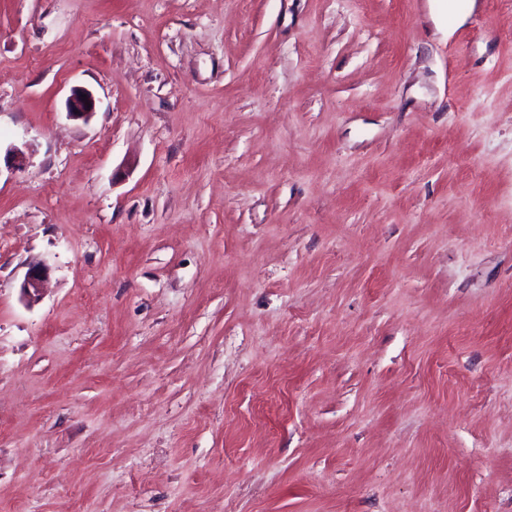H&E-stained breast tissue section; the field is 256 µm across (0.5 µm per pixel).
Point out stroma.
Instances as JSON below:
<instances>
[{
	"label": "stroma",
	"mask_w": 512,
	"mask_h": 512,
	"mask_svg": "<svg viewBox=\"0 0 512 512\" xmlns=\"http://www.w3.org/2000/svg\"><path fill=\"white\" fill-rule=\"evenodd\" d=\"M13 147L0 512H512V0H0ZM81 95H87L90 105H86ZM96 100L93 94L84 88H73L70 96L66 100V114L69 118L80 119L84 122L89 121L95 113ZM48 275V268L42 264H36L29 268L21 288L30 299L39 297L41 288Z\"/></svg>",
	"instance_id": "1"
}]
</instances>
